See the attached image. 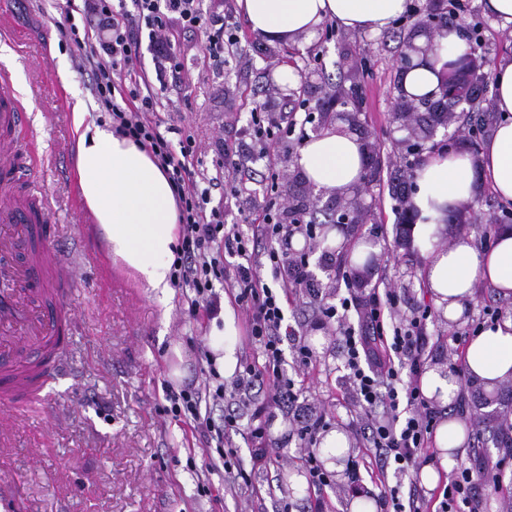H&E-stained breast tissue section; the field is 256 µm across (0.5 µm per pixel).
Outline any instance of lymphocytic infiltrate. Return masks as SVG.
Segmentation results:
<instances>
[{
	"mask_svg": "<svg viewBox=\"0 0 512 512\" xmlns=\"http://www.w3.org/2000/svg\"><path fill=\"white\" fill-rule=\"evenodd\" d=\"M61 34L77 52L88 71L93 94L109 112L122 137L148 149L165 168L179 208V240L171 269L174 287L188 291L193 317L211 319L221 309L216 284H224L235 303L246 313L248 337L260 353L247 361L232 384H224L212 355L200 350L203 379L181 388L165 387L162 411L189 424L215 444L209 470H223L230 484L249 482L236 449L225 447L224 438L237 427L236 412L225 413L215 424L211 412L225 398L252 409L249 440L254 462H267L278 449L269 438L267 423L274 411L293 415L302 454L301 463L314 492L330 483V475L317 457V434L323 417L299 401L302 383L288 377L286 360L309 366L313 353L302 338H289L284 327L290 294L304 291L317 302L325 321L335 323L338 351L344 359L341 383L352 393L363 422L365 454L354 462L350 479L377 473L380 512H479L478 485L497 489L512 463V422L502 431L504 450L497 461L473 472L460 465L448 475L441 491L389 484L388 474L417 471L427 448L437 415L424 397L419 378L427 360L429 338L425 332L428 310L400 313L394 293L348 294L337 303L324 302L322 286L308 272L306 249L292 250L294 236L307 245L317 238V227L302 209H288L274 196L241 211L240 224L224 220V208L212 205L208 180L193 136L172 142L160 130L159 94L179 86L184 64L173 40L182 31L201 36L203 60L223 69L240 44L237 27L224 15H203L201 0H83L80 15L66 13ZM150 43L151 60H144L143 43ZM251 141L268 166V179L277 182L276 158L280 146L295 132L296 122L274 112L251 115ZM251 227L243 233L241 224ZM234 259L226 268V259ZM270 276H263L262 268ZM291 350H284V343Z\"/></svg>",
	"mask_w": 512,
	"mask_h": 512,
	"instance_id": "obj_1",
	"label": "lymphocytic infiltrate"
}]
</instances>
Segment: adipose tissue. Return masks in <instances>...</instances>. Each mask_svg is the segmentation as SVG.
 Segmentation results:
<instances>
[{"label":"adipose tissue","mask_w":512,"mask_h":512,"mask_svg":"<svg viewBox=\"0 0 512 512\" xmlns=\"http://www.w3.org/2000/svg\"><path fill=\"white\" fill-rule=\"evenodd\" d=\"M237 5L252 33L271 42H290L314 34L327 19L352 31L382 32L404 13L406 0H237ZM436 42L437 51L404 74L408 95L438 91L449 63L468 50L453 29ZM492 74L495 109L502 118L479 158L432 155L414 172L418 191L413 205L419 220L413 244L430 255L427 286L452 323L473 302L477 280L512 298V226H499L486 250L477 249L466 235L447 245L440 242L448 209L471 202L478 180L489 181L502 202L512 203V57L498 60ZM73 126L80 195L110 255L132 269L146 288L168 293L179 212L167 173L147 150L111 129L88 124L83 112H74ZM297 166L315 189L349 192L364 181L363 144L356 135L331 127L304 142ZM464 368L482 385L512 379V317L469 339Z\"/></svg>","instance_id":"obj_1"}]
</instances>
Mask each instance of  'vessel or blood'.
Wrapping results in <instances>:
<instances>
[{"label": "vessel or blood", "mask_w": 512, "mask_h": 512, "mask_svg": "<svg viewBox=\"0 0 512 512\" xmlns=\"http://www.w3.org/2000/svg\"><path fill=\"white\" fill-rule=\"evenodd\" d=\"M29 124L8 70H0V405L46 398L51 381L69 371L59 344L74 321L68 295L84 254L67 253L47 237L42 222L50 208L40 190L16 198L27 180L16 158ZM35 353L20 361L21 344Z\"/></svg>", "instance_id": "vessel-or-blood-1"}]
</instances>
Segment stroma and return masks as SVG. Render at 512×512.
Wrapping results in <instances>:
<instances>
[{"mask_svg":"<svg viewBox=\"0 0 512 512\" xmlns=\"http://www.w3.org/2000/svg\"><path fill=\"white\" fill-rule=\"evenodd\" d=\"M58 0H7L0 13V65L13 72L27 120L36 132L31 146L35 157L31 179L49 195L51 221L67 227L63 244L74 251L100 255V265L87 264L76 271V318L69 344L71 374L58 379L42 404L25 410H0V480L11 481L21 499L20 512H277L280 502L300 505L313 496L310 489L296 490L294 480L303 476L299 441L290 416L276 413V429L269 435L283 446L279 461L254 464L250 443L242 433L249 414L238 420L230 441L237 448L250 487H231L223 473L206 472V440L187 424L162 412V385L168 380V355L173 345L185 353L186 380H201L197 351L207 346L211 324L197 321L188 311L181 289L160 295L144 288L122 265L106 257V244L79 196L74 151L76 137L72 112L82 103L91 121L111 122L90 90V77L62 41L57 23ZM488 22L493 30L476 48L484 66L512 56V39L503 37V25L489 19L484 0H469L466 13L450 19V27ZM239 51L251 64L243 73L237 60L223 70L203 64L200 40L182 32L175 49L187 66L183 89L161 93L160 116L174 125L171 141L193 134L204 167H211L224 142L240 143L256 107L284 111L292 100L305 102L308 111L318 104L334 103L336 111H358L357 125L340 121L357 137H370L380 152L381 170L363 200L371 210L367 223L341 224L342 206L335 194L317 193L296 168L301 147L292 141L281 147L280 178L276 196L287 205H306L307 216L335 229L338 247L317 244L309 254V269L324 283L326 301L345 296V288L327 284L328 273L320 263L323 251L334 250L339 261L358 240L375 244L377 262L362 290L385 294L395 291L400 310L431 305L427 334L435 343L429 367L448 369L460 347L457 338L487 308L512 316V299L498 297L484 281L475 284V300L457 324H448L424 278L427 259L411 243V227L397 208V198L410 174V156L393 120L397 106V59L407 41L425 43L427 37L417 18H409L377 33L355 32L322 23L315 34L299 37L296 53L286 57L282 44H271L253 35L244 17H237ZM296 77L294 86L279 87L278 68ZM251 171L240 186L238 200L228 205L226 221L239 220L238 211L259 203L265 162L245 151ZM502 204L490 184H481L467 213L453 211L445 223L444 242L460 234L471 235L477 248L489 247L486 232L490 218L501 215ZM286 316L306 343L314 344L316 365L300 369L303 399L324 411L333 429L342 430L354 458L365 449L353 399L340 383L336 368L342 358L336 348V326L315 321L314 306L304 292L290 299ZM468 403L462 421L469 433L479 434L486 460H496V433L507 405L483 406L482 388L463 380ZM209 479L212 494H197L200 479Z\"/></svg>","mask_w":512,"mask_h":512,"instance_id":"obj_1","label":"stroma"}]
</instances>
